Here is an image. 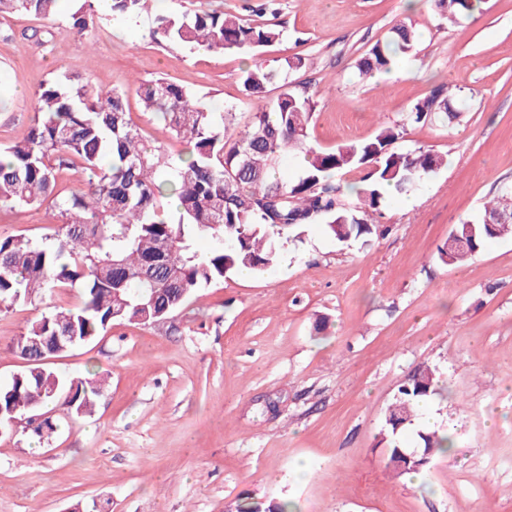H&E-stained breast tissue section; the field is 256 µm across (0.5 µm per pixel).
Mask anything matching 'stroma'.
<instances>
[{
	"label": "stroma",
	"mask_w": 512,
	"mask_h": 512,
	"mask_svg": "<svg viewBox=\"0 0 512 512\" xmlns=\"http://www.w3.org/2000/svg\"><path fill=\"white\" fill-rule=\"evenodd\" d=\"M0 16V145L24 137L41 83L67 77L95 92L124 91L148 144L170 155L180 140L142 107L137 82L159 77L192 90L245 128L262 100L245 94L239 53L213 54L152 36L154 15L69 22ZM171 10L262 14L315 101L310 140L320 150L404 125L396 151L424 147L447 164L413 188L417 205L385 199V235L340 243L309 226L261 274L199 289L161 323H121L49 360L62 374L93 371L106 384L92 414L53 411L50 442L0 432V512H226L241 497L290 499L299 512H512V241L496 239L469 264L437 249L456 224L512 183V0H483L449 22L428 0H164ZM413 26L412 53L383 76L357 60L390 29ZM460 99V122L410 124L435 88ZM49 206L0 214V236L53 233ZM81 301L58 288L0 312V381L21 370L12 345L54 307ZM435 369L445 390L424 404L452 428L455 462L420 474L386 464L385 413L399 385Z\"/></svg>",
	"instance_id": "stroma-1"
}]
</instances>
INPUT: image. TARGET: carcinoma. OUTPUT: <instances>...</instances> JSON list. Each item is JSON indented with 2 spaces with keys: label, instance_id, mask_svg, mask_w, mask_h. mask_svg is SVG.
Wrapping results in <instances>:
<instances>
[{
  "label": "carcinoma",
  "instance_id": "cac0c4a2",
  "mask_svg": "<svg viewBox=\"0 0 512 512\" xmlns=\"http://www.w3.org/2000/svg\"><path fill=\"white\" fill-rule=\"evenodd\" d=\"M151 0H77L73 27L83 32L94 19L132 17L148 9ZM59 0H0V14L23 13L50 20ZM154 34L165 43L222 54L236 51L254 56L278 44L274 24H251L217 11L155 14ZM416 32L401 24L376 43L358 63L359 75L388 72L406 57ZM305 59L286 60L282 92L254 113L242 131L233 113L213 112L195 93L165 79L138 87L145 109L159 115L170 133L186 145L173 160L161 146L143 141L125 108V93L93 94L88 86L67 79L40 85L28 134L0 147V209L49 205L62 223L51 236L0 238V312L31 303L53 288H79L82 303L60 307L32 323L15 342L24 368L0 381V429L11 432L22 416L42 421L30 432L47 440L56 424L43 412L52 404L70 414L90 415L104 378L60 375L45 360L62 352L56 337L92 341L115 323L152 324L181 308L194 293L246 268L262 274L276 265L280 248L301 238L305 228L322 224L335 240L347 243L381 235L383 185L402 193L431 177L444 160L421 147L396 152L391 146L404 126H383L367 141L319 151L309 141L314 112L306 87L290 80ZM276 73L256 62L239 80L253 97L265 96ZM452 95L437 89L416 102L407 120L425 124L448 111ZM305 164L289 176L279 166L287 155ZM369 166L365 185L354 188L336 179L341 172ZM83 176V187H60L61 174ZM466 247H438V259L459 265L478 254L493 239L512 235V186L503 187L473 219L455 227ZM215 246L207 255L194 249L198 238ZM34 337L39 346L27 348ZM436 371L412 375L398 389L385 422L396 436L413 424L421 405L441 394ZM426 457L398 475L419 473L448 450V436L438 430L417 432ZM236 512H294L287 500H240Z\"/></svg>",
  "mask_w": 512,
  "mask_h": 512
}]
</instances>
